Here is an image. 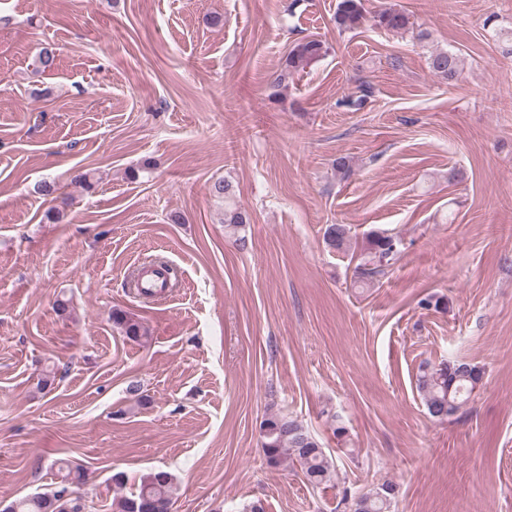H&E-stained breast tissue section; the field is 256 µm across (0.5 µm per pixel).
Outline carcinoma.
<instances>
[{
  "label": "carcinoma",
  "mask_w": 512,
  "mask_h": 512,
  "mask_svg": "<svg viewBox=\"0 0 512 512\" xmlns=\"http://www.w3.org/2000/svg\"><path fill=\"white\" fill-rule=\"evenodd\" d=\"M367 0H338L335 22L338 28L348 31L358 28L367 17ZM377 24L389 31H406L411 22L408 15L384 7L374 15ZM326 53L322 41L305 38L296 42L288 51L275 81L281 84L287 76L319 60ZM429 69L437 77L451 81L460 69L459 56L450 50H438L429 57ZM210 192L224 199V224L233 233L250 223L246 211L233 201L232 185L224 180L213 183ZM329 248L350 256L356 262L355 273L359 282L367 285L385 276L398 260L403 243L400 238L384 232L371 231L359 253L352 252L349 230L345 224H330L324 231ZM112 323L133 342L146 338L144 326L125 311L112 310ZM482 370L466 362H448L419 366L416 387L422 395L429 415L444 421L454 415L471 399L481 382ZM261 450L268 465L277 467L294 457L307 484L318 487L331 481L335 466L318 440L297 420L283 414H269L260 422ZM395 486L385 481L368 486L355 494L353 512H391ZM174 505L173 479L169 472L150 471L140 477L135 492L112 499V512H169ZM11 512H86L87 504L82 494L63 487L51 492L35 493L11 503Z\"/></svg>",
  "instance_id": "cac0c4a2"
}]
</instances>
